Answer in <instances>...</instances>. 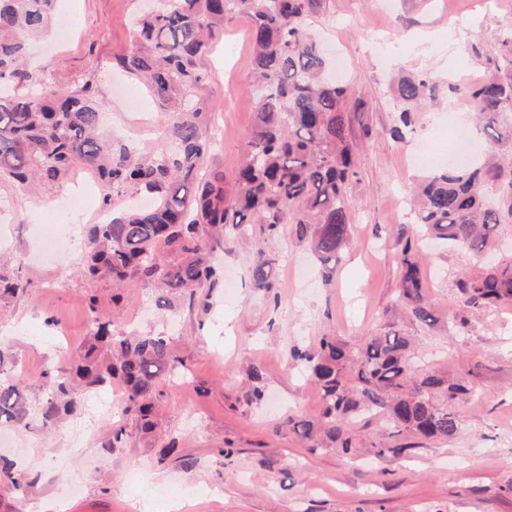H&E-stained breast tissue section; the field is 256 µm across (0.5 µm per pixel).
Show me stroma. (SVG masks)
<instances>
[{
	"instance_id": "35a3bbf8",
	"label": "stroma",
	"mask_w": 512,
	"mask_h": 512,
	"mask_svg": "<svg viewBox=\"0 0 512 512\" xmlns=\"http://www.w3.org/2000/svg\"><path fill=\"white\" fill-rule=\"evenodd\" d=\"M140 6L59 0L72 33L49 41L32 65L72 89L96 74L106 130L151 147L160 140L156 108L138 81L112 68L131 49ZM310 23L328 57L343 55L337 76L356 90L347 105L349 132L360 145L358 175L348 187L351 243L338 261L321 263L285 228L261 242L274 261L271 289L251 279L252 248L227 244L215 251L222 282L182 301L174 314L158 312L151 287L139 283L116 305L110 284L92 288L82 275L88 229L101 221V194L77 201L71 181L42 197L22 196L0 182V203L11 205L0 219V256L24 255L33 283L0 314V337L26 374L83 351L92 291L114 311L119 332L168 334L188 367L171 379L149 433L114 441L118 410L87 401L44 432L0 426V453L39 473L27 496L0 487V512H512V302L463 317L455 281L479 260L430 245L420 256L436 324L404 320L393 304L396 227L412 221L409 187L433 169L412 159L425 150L447 156L450 134L471 106L464 89L487 77L477 54L496 52L512 33V0H319ZM399 69L429 74L437 93L397 140L390 80ZM203 70L197 94L212 110V127L224 129L209 160L229 172L241 159L257 103L244 18L225 20ZM43 224L68 227L71 240L57 258L37 249ZM392 323L413 337L424 363L474 387V397L455 406L457 436L419 442L405 457L311 453L288 418L316 416L321 402L291 348L316 350L324 336L354 341ZM253 365L263 371L260 404L248 401ZM172 439L179 459L158 464ZM184 457L192 468L182 467Z\"/></svg>"
}]
</instances>
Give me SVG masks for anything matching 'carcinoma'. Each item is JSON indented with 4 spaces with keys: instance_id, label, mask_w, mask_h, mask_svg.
I'll return each instance as SVG.
<instances>
[{
    "instance_id": "carcinoma-1",
    "label": "carcinoma",
    "mask_w": 512,
    "mask_h": 512,
    "mask_svg": "<svg viewBox=\"0 0 512 512\" xmlns=\"http://www.w3.org/2000/svg\"><path fill=\"white\" fill-rule=\"evenodd\" d=\"M57 0H0V180L25 191L60 188L78 168L94 170L109 192L107 212L123 197L151 196L143 209L128 207L88 232L84 273L91 282L120 289L133 281L153 286L155 304L170 310L173 298L219 281L212 243L230 240L228 229L246 234L257 225L271 237L288 224L296 239L326 263L350 243L346 186L357 177L356 148L347 133L345 105L353 87L327 75L323 51L308 20L318 0H156L132 25L133 48L117 65L143 85L163 117L161 145L145 151L100 132L102 103L94 75L74 91L29 66L34 46L53 25ZM229 16L247 19L253 33L252 72L259 92L243 157L227 176L205 167L210 150V109L196 96L204 82L202 59ZM491 75L466 89L490 157L464 167L438 169L421 181L413 224L399 225L396 259L399 288L394 305L411 320L436 322L416 248L419 236L435 237L473 256L482 254L512 224V35L486 58ZM400 120L434 96L423 76L394 81ZM0 273V308L31 288L21 258ZM272 259L263 252L251 265L259 288H271ZM461 310L481 314L512 302V255L456 282ZM90 301V345L74 368L45 367L36 381L17 370L0 343V425L43 431L77 404V388L89 393L117 379L122 415L142 421L166 395L173 373L186 371L164 336H125L112 315ZM411 341L395 324L353 344L324 336L310 355L295 348L318 387L321 413L289 417L288 425L314 453L333 448L347 457L364 446L359 424L385 420L389 442L373 446L377 458L401 456L409 438L450 440L460 429L454 405L474 388L412 361ZM42 392L38 410L27 407L32 386ZM39 474L0 457V486L25 496Z\"/></svg>"
}]
</instances>
